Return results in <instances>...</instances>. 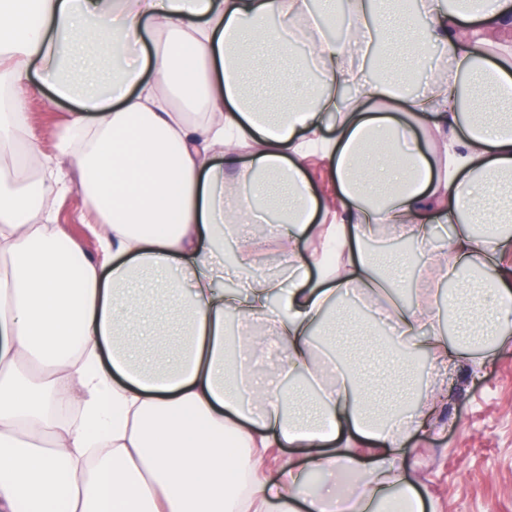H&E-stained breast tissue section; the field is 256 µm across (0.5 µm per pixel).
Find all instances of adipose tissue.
<instances>
[{"instance_id":"1","label":"adipose tissue","mask_w":512,"mask_h":512,"mask_svg":"<svg viewBox=\"0 0 512 512\" xmlns=\"http://www.w3.org/2000/svg\"><path fill=\"white\" fill-rule=\"evenodd\" d=\"M346 5L336 39L311 27L310 0H0V512H266L274 499L368 512L440 391L427 377L426 398L375 411L366 361L328 355L317 328L360 299L405 340L400 367L413 347L440 367L512 339V114L458 104L484 85L493 105L512 101V40L493 37L512 0H421L414 21L393 0ZM300 39L301 68L276 90L290 106L270 111L248 75ZM96 43L122 62L105 87ZM432 44L453 67L419 95L368 65ZM35 67L50 104L77 105L83 141L60 134L59 153L99 222L96 260L33 221L70 174H18L36 152L21 119ZM272 215L287 233L225 255L237 224ZM434 222L450 234L429 249ZM384 232L425 247L416 306L394 293L402 258L367 251ZM271 247L280 274H255ZM232 318L267 325L296 387L252 386L260 340L229 338ZM359 439L386 451L355 467ZM283 447L303 450L317 486L290 467L269 480L267 453Z\"/></svg>"}]
</instances>
